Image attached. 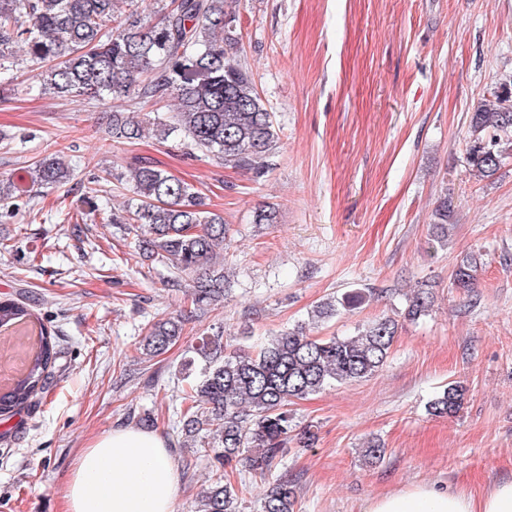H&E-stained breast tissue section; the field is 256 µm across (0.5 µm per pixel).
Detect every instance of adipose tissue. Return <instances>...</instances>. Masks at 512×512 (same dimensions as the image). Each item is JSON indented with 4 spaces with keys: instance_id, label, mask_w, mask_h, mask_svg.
<instances>
[{
    "instance_id": "1",
    "label": "adipose tissue",
    "mask_w": 512,
    "mask_h": 512,
    "mask_svg": "<svg viewBox=\"0 0 512 512\" xmlns=\"http://www.w3.org/2000/svg\"><path fill=\"white\" fill-rule=\"evenodd\" d=\"M178 478L173 450L159 432L116 427L76 458L65 487V512H173ZM364 512H512V481L480 498L438 483L375 496Z\"/></svg>"
}]
</instances>
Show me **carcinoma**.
Wrapping results in <instances>:
<instances>
[{
  "label": "carcinoma",
  "instance_id": "obj_1",
  "mask_svg": "<svg viewBox=\"0 0 512 512\" xmlns=\"http://www.w3.org/2000/svg\"><path fill=\"white\" fill-rule=\"evenodd\" d=\"M121 0H0V74L13 70L17 51L39 65L43 90L57 98L92 96L108 99L112 113L108 138L133 143L150 125L161 140L175 132L187 146L212 154L218 161L260 177L276 154L278 133L274 113L259 95L251 74L235 55L242 30L228 0H182L175 10H163L157 21L144 20L138 9L120 11ZM114 23L106 30L108 23ZM175 102L167 117H150L146 109ZM132 106L145 117L122 110ZM472 138L467 161L479 177L494 176L512 154V90L505 87L495 101L471 113ZM31 186L59 188L72 169L56 156L36 161ZM131 185L135 202L112 213V223L134 235L147 257H158L177 278L189 279V297L197 307L224 300V265L217 250L228 236L224 215L208 208L206 198L189 183L152 161L138 160L112 174ZM30 192L12 181H0V204L17 205ZM452 203L438 201L433 234L448 236ZM477 259L466 256L456 265L453 284L471 288ZM366 290L355 288L339 299L315 306L314 316L326 319L338 307L357 309ZM432 295L419 291L401 312L414 322L429 312ZM31 322L39 327L40 346L14 386L0 389V423L29 411L33 398L45 389L57 360L54 331L43 317L18 300L0 301V328ZM184 322L169 317L152 323L144 337L151 356L163 354L183 332ZM399 321L377 318L354 336H314L303 324L260 341L251 350L224 351V336H202L194 356L183 363L202 366L181 396V431L194 438L211 437L210 456L218 463L216 478L201 498L198 512H236L239 488L232 482L233 465L266 479L273 476L294 436L305 447L317 440L308 426L296 430L288 406L331 386L375 376L385 365L398 334ZM466 388L454 382L436 392L426 412L454 417L464 406ZM296 485L273 481L260 500L259 512H296Z\"/></svg>",
  "mask_w": 512,
  "mask_h": 512
}]
</instances>
